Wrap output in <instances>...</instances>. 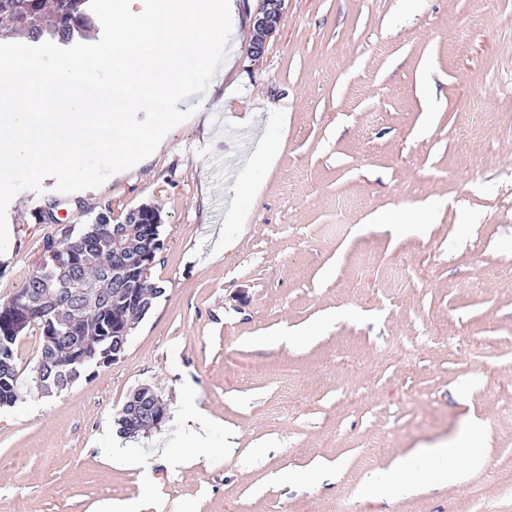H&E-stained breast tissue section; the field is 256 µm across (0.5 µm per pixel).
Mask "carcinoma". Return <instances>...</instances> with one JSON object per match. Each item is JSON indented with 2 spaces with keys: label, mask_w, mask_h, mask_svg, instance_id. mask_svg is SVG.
Listing matches in <instances>:
<instances>
[{
  "label": "carcinoma",
  "mask_w": 512,
  "mask_h": 512,
  "mask_svg": "<svg viewBox=\"0 0 512 512\" xmlns=\"http://www.w3.org/2000/svg\"><path fill=\"white\" fill-rule=\"evenodd\" d=\"M97 17L90 9V0H0V40L26 36L33 42L53 41L68 44L76 37H86L95 30ZM131 247L156 255L162 247L160 228L152 224H129ZM106 255L115 268L100 269L93 281L95 293L87 300L95 306V322L75 334L61 331L56 336L40 334L41 345L32 373L39 378L61 370L76 381L92 365L112 361V330L125 324L139 323L145 313L118 297L117 289L127 287V281L141 283L153 292L163 287L143 275L145 266H126L128 250L112 242V210L106 205L96 213L91 223L77 233H68L59 241L45 245L41 266L29 277L23 288L11 300L0 304V326L5 323L3 308L12 305L22 295L45 294V314L66 316L65 305L70 299L72 263L84 257ZM15 336L0 335V407L13 404L18 398V356Z\"/></svg>",
  "instance_id": "1"
}]
</instances>
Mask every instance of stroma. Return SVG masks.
I'll return each instance as SVG.
<instances>
[{"label": "stroma", "instance_id": "obj_1", "mask_svg": "<svg viewBox=\"0 0 512 512\" xmlns=\"http://www.w3.org/2000/svg\"><path fill=\"white\" fill-rule=\"evenodd\" d=\"M235 2V65L204 110L99 187L48 177L6 208L0 304L106 205L160 209L164 293L121 359L59 391L33 379L38 333L19 339L0 512H512V0H285L256 59L257 0ZM141 386L169 415L122 441L147 486L104 435ZM198 408L201 454L183 426ZM474 417L483 466L395 471Z\"/></svg>", "mask_w": 512, "mask_h": 512}]
</instances>
